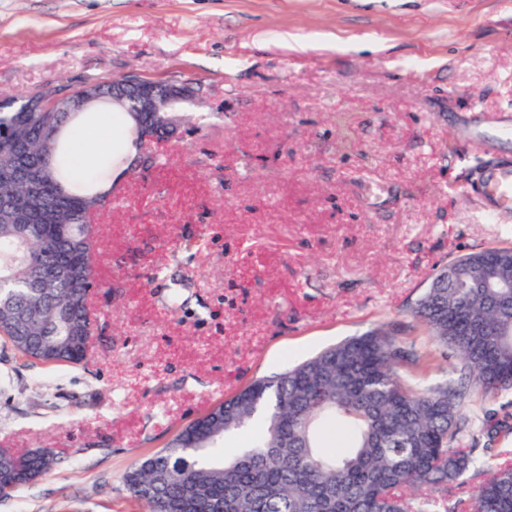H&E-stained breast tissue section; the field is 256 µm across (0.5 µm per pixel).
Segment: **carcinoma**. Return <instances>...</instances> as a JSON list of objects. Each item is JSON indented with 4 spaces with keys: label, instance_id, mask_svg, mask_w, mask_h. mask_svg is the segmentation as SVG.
Listing matches in <instances>:
<instances>
[{
    "label": "carcinoma",
    "instance_id": "obj_1",
    "mask_svg": "<svg viewBox=\"0 0 512 512\" xmlns=\"http://www.w3.org/2000/svg\"><path fill=\"white\" fill-rule=\"evenodd\" d=\"M66 112L0 111V337L45 364H78L85 306L106 210L94 177L71 165ZM431 346L451 349L457 376L424 385L430 353L390 325L345 339L245 386L124 475L146 512H512V453L492 444L512 431V248H481L438 269L412 308ZM489 408L466 414L473 392ZM260 423L240 452L226 436ZM475 429L490 475L448 503V485L475 465ZM46 449L0 456V494L49 474Z\"/></svg>",
    "mask_w": 512,
    "mask_h": 512
}]
</instances>
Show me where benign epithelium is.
<instances>
[{"instance_id":"7a95c632","label":"benign epithelium","mask_w":512,"mask_h":512,"mask_svg":"<svg viewBox=\"0 0 512 512\" xmlns=\"http://www.w3.org/2000/svg\"><path fill=\"white\" fill-rule=\"evenodd\" d=\"M203 97L201 86L192 81L161 83L130 76L112 82L108 90L100 82H86L78 86L62 85L41 99L27 102L18 108L20 112H82L87 107L112 100V108L121 111L128 100L135 102L134 118L141 135V151L128 164L131 172L151 168L147 148L178 138V113Z\"/></svg>"}]
</instances>
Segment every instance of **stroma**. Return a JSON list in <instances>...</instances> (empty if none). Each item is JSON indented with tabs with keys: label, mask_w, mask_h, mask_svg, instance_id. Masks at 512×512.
<instances>
[{
	"label": "stroma",
	"mask_w": 512,
	"mask_h": 512,
	"mask_svg": "<svg viewBox=\"0 0 512 512\" xmlns=\"http://www.w3.org/2000/svg\"><path fill=\"white\" fill-rule=\"evenodd\" d=\"M190 79L181 140L97 223L81 365L0 343V448L60 463L0 512H143L123 476L258 377L410 314L512 245L475 173L512 159V0H0V95Z\"/></svg>",
	"instance_id": "35a3bbf8"
}]
</instances>
